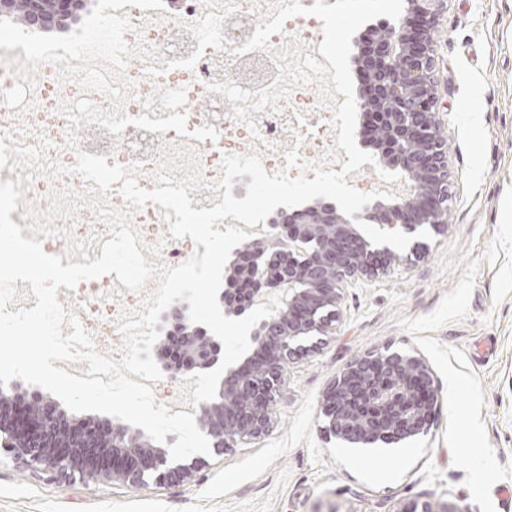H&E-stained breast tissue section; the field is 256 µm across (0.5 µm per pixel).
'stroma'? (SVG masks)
<instances>
[{
    "label": "stroma",
    "mask_w": 512,
    "mask_h": 512,
    "mask_svg": "<svg viewBox=\"0 0 512 512\" xmlns=\"http://www.w3.org/2000/svg\"><path fill=\"white\" fill-rule=\"evenodd\" d=\"M435 51L446 224L424 260L347 286L332 335L285 364L273 429L145 489L51 480L0 455V512H401L412 499L512 512V0H446ZM386 347L425 356L440 413L427 435L355 463L323 432L322 396Z\"/></svg>",
    "instance_id": "1"
}]
</instances>
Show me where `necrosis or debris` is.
<instances>
[{
	"label": "necrosis or debris",
	"instance_id": "4bbe7bcc",
	"mask_svg": "<svg viewBox=\"0 0 512 512\" xmlns=\"http://www.w3.org/2000/svg\"><path fill=\"white\" fill-rule=\"evenodd\" d=\"M271 0H234V11L222 25V33L232 45L231 51H216L206 48L195 70L174 68L156 78L148 77L143 61L128 65L125 78L130 84L131 95L121 105L124 114L136 117L148 114L150 118H165L169 112L160 104L145 108V99L152 98L157 90H174L183 88L187 91L188 103L187 127L194 130L208 125L219 132L217 141L196 142L203 175L213 180L222 176L220 162L229 143H237L239 153L249 152L253 145L251 136L242 135V123L234 121L224 109L225 98L222 94L209 92L213 83L230 82L241 89L251 92L270 86L279 71L273 54L288 43L286 34L272 35L270 52L255 50L241 56L233 55V48L242 46L252 37L255 16L264 14L270 7ZM124 14L133 25L125 39L128 43H144L146 47L157 51L164 60L172 61L191 56L198 46V41L187 29L188 23L194 22L206 13L203 0H164L160 10H141L127 6ZM81 88L76 82H61L59 69L55 64L46 63L39 67L35 79L26 94L32 107L25 115H17L15 110L0 103V131L22 124L27 128L21 142L23 145L37 148L42 140L52 144L44 156L70 166L76 162L77 152L106 156L108 162L128 165L141 161L142 168L138 178L140 187L151 190L155 187L154 173L156 161L162 150L174 149L185 145L184 137L176 131L164 133L151 132L129 125L121 135L111 134L106 128L96 124L85 126L78 150L67 149L65 143L71 129L69 118L60 111L62 100H75L82 96ZM90 100L102 109H110L107 97L99 92L87 94ZM321 92L315 81L307 82L303 88L291 89L287 98L279 100L278 111L264 110L251 113L250 118L257 123L259 132L267 144L263 150L264 165L283 159L296 142V135H303V147L327 146L336 138L335 131L329 126L332 117L330 110L320 105ZM204 101V111H196L194 102ZM163 209L154 204H146L132 216L133 223L142 232V239L152 245L164 242L163 253L166 258L178 259L183 255V244L177 240L167 239L166 223L162 217ZM117 291L116 282L104 279L90 282L81 288L74 308L84 322L94 329L97 335H105L106 330L98 321L99 313L107 311L110 298Z\"/></svg>",
	"mask_w": 512,
	"mask_h": 512
}]
</instances>
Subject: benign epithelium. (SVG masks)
I'll return each mask as SVG.
<instances>
[{
    "mask_svg": "<svg viewBox=\"0 0 512 512\" xmlns=\"http://www.w3.org/2000/svg\"><path fill=\"white\" fill-rule=\"evenodd\" d=\"M444 0H408L396 23L369 30L356 58L362 131L375 157L401 175L408 192L376 200L350 219L333 202L316 200L272 213L260 237L232 252L219 305L240 317L279 290L281 307L251 333L249 353L222 375L217 396L197 404L200 430L217 450L267 434L284 392V365L315 351L340 318L346 287L424 257L427 243L406 254L375 245L357 226L414 234L444 224L452 198L448 146L438 112L434 35ZM81 0H0V15L21 11L28 25L49 28L75 13ZM189 304L161 314L156 352L163 373L181 379L219 365L222 343L190 321ZM432 369L419 353L370 351L346 365L327 389L324 432L346 448H387L426 435L440 407ZM54 479L79 474L88 483L132 488L191 480L201 458L173 462L139 430L109 419L68 414L33 391L0 394V453ZM401 512H450L431 500Z\"/></svg>",
    "mask_w": 512,
    "mask_h": 512,
    "instance_id": "7a95c632",
    "label": "benign epithelium"
}]
</instances>
